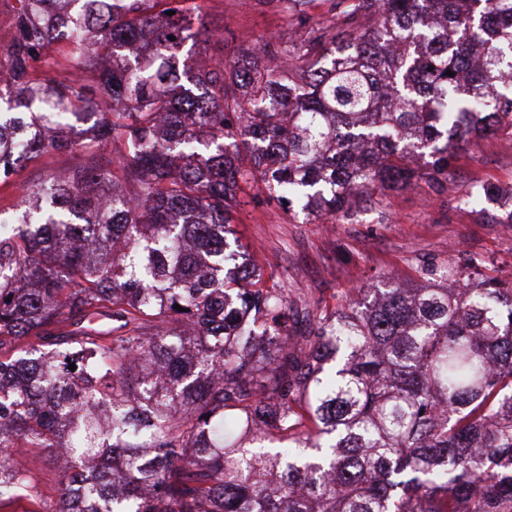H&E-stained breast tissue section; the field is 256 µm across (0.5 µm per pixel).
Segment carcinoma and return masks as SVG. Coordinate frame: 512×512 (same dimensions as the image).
I'll list each match as a JSON object with an SVG mask.
<instances>
[{"instance_id":"carcinoma-1","label":"carcinoma","mask_w":512,"mask_h":512,"mask_svg":"<svg viewBox=\"0 0 512 512\" xmlns=\"http://www.w3.org/2000/svg\"><path fill=\"white\" fill-rule=\"evenodd\" d=\"M15 2L0 183L83 155L0 232V452L50 453L52 512H512V280L312 304L230 225L249 183L305 223L441 188L512 130V0H264L299 37L204 66L188 0ZM60 40L75 78L32 79ZM466 202L512 224V187ZM35 496L0 464V512ZM76 152H59L42 155L31 160L20 172L18 182L32 183L56 174H69L80 166Z\"/></svg>"}]
</instances>
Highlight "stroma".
Returning <instances> with one entry per match:
<instances>
[{"label":"stroma","instance_id":"obj_1","mask_svg":"<svg viewBox=\"0 0 512 512\" xmlns=\"http://www.w3.org/2000/svg\"><path fill=\"white\" fill-rule=\"evenodd\" d=\"M212 31L200 44L202 58L221 60L241 47L288 38L296 28L260 0H196ZM75 152L42 155L20 172L19 183H32L79 167ZM512 185V134L499 132L462 146L448 170L442 193L427 186L372 192L367 209L349 220L303 223L277 201H259L251 188L239 194L232 224L250 259L266 278L302 291L309 300L344 302L346 293L386 275L396 283L423 285L417 267L438 266L465 254L488 260L487 272L512 278V224H487L473 208L460 204L471 184ZM42 501L53 502L60 474L46 451L29 449L22 459Z\"/></svg>","mask_w":512,"mask_h":512}]
</instances>
